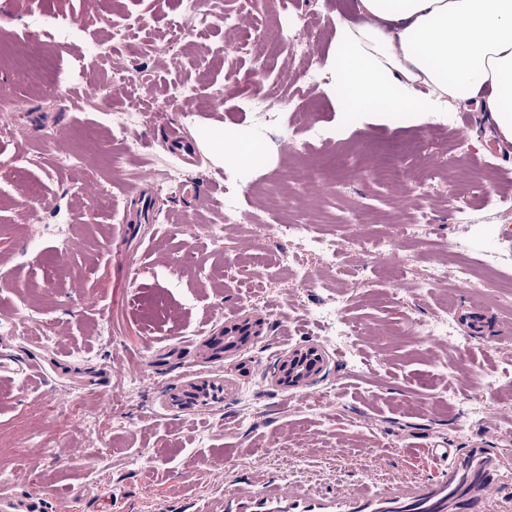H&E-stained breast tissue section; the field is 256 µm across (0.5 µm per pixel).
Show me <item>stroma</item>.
Returning a JSON list of instances; mask_svg holds the SVG:
<instances>
[{"mask_svg": "<svg viewBox=\"0 0 512 512\" xmlns=\"http://www.w3.org/2000/svg\"><path fill=\"white\" fill-rule=\"evenodd\" d=\"M354 4L197 0L200 11L221 8L223 19L166 51L161 36L177 0H0V44L30 37L31 19L65 18L68 39L42 40L55 78L76 89L108 79L111 67L90 50L106 41L133 66L147 113L130 133L129 175L114 179L111 156L124 146L95 111L0 63V102L19 115L15 136L0 138V337L43 361L42 370L0 378V493L51 495L66 512H221L225 490L272 487L315 512H370L399 479L413 499L442 480L447 465L414 454L432 441L459 458L473 449L495 456L496 492L483 512H512V397L503 390L512 356L500 334L512 326V307L452 278L425 293L418 286L463 237L476 274L512 276V143L473 103L451 104L425 123L405 112L375 119L339 111L327 89L328 56L336 23L355 19ZM129 25L136 32L128 41L108 40L110 29ZM294 33L308 38L310 56L283 47ZM175 83L192 87L194 99L170 102L165 91ZM281 89L289 104L268 117L261 100ZM172 124L198 152L199 166L183 171L197 194L157 192L154 223H130L139 176L178 164L166 143ZM217 127L254 147L225 170L242 194L219 239L206 227L224 220L209 199L225 171L203 148ZM50 135L82 165L57 166L43 146ZM395 141L413 149L396 157L393 183L376 150ZM307 179L315 192L261 211L268 188L291 192ZM28 184L36 199L25 198ZM23 211L34 213V232L24 230ZM304 219L339 245L335 271L321 273L316 288L277 265L286 252L321 272L319 257L288 236ZM418 223L425 236L404 238V225ZM378 236L399 245L365 252ZM189 249L196 262L186 267ZM399 266L403 275L391 278ZM330 298L364 330L344 353L307 315ZM464 308L483 310L496 330L469 334ZM444 311L455 336L415 332ZM244 317L262 319L260 335L205 362L208 331ZM311 348L323 355L322 372L304 387L278 384L282 358ZM190 383L224 393L187 409L173 398ZM257 383L265 397L241 412L238 395ZM307 391L321 402H305ZM452 391L461 401L454 408ZM470 400L488 412L467 416Z\"/></svg>", "mask_w": 512, "mask_h": 512, "instance_id": "35a3bbf8", "label": "stroma"}]
</instances>
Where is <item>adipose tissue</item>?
Returning a JSON list of instances; mask_svg holds the SVG:
<instances>
[{"label":"adipose tissue","mask_w":512,"mask_h":512,"mask_svg":"<svg viewBox=\"0 0 512 512\" xmlns=\"http://www.w3.org/2000/svg\"><path fill=\"white\" fill-rule=\"evenodd\" d=\"M363 21L338 27L329 67L343 111L433 117L483 99L512 141V0H357Z\"/></svg>","instance_id":"ef3b65f1"}]
</instances>
